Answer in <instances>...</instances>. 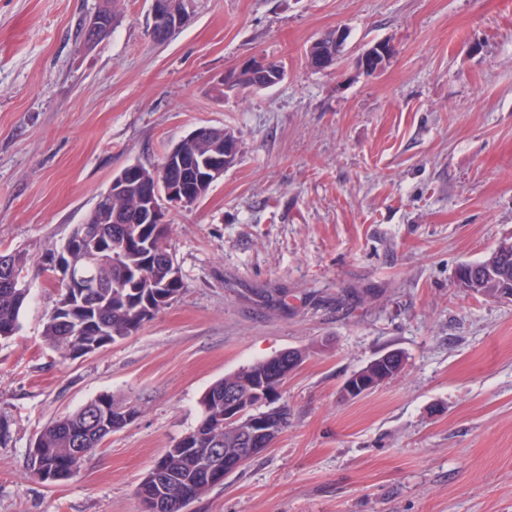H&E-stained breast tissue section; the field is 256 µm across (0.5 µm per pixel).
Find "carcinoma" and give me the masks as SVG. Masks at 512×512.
<instances>
[{
  "label": "carcinoma",
  "instance_id": "cac0c4a2",
  "mask_svg": "<svg viewBox=\"0 0 512 512\" xmlns=\"http://www.w3.org/2000/svg\"><path fill=\"white\" fill-rule=\"evenodd\" d=\"M232 88L253 90L262 88L256 71L234 70ZM236 137L218 128H200L175 144L181 153L191 157L196 166L216 155L231 150ZM135 177L126 193L112 196V203L95 209L88 218L90 226L103 241V247L92 253L89 242L79 238L81 230L74 226L71 235L60 248L49 249L42 256L38 270L55 277L52 259L64 254L74 273L90 276L105 284L84 292L82 288H67L57 284L58 295L43 328V336L63 357H76L81 349L98 350L137 332L144 322L142 311L148 307L158 313L175 301L183 288L182 277H173V259L169 252L168 236L156 232V225L140 218L142 201L140 192L151 193L154 204H161L155 190L173 186H188L190 182L177 170L171 176L162 169H149L142 164L131 165ZM509 258L500 261L497 252L480 261L484 272L473 286L472 293L493 297L502 288L512 289V242L501 244ZM11 264L0 265V339L15 336L20 328V312L29 290L17 288L13 277H28L31 258L24 250L0 252ZM283 380L267 370V361L242 367L214 382L203 394L200 404L202 415L197 426L173 444L154 462L167 473L163 484L141 481L136 494L139 498L156 497L166 502L167 512H184L191 501L200 498L223 479L215 482L199 468V461L212 449L235 452L248 447L250 435L247 425L224 426V390L235 388L239 397L258 413L271 412L275 430L267 437L271 446L288 428V409L280 404ZM102 411L130 405L125 398L110 394L87 402ZM127 426L124 421L111 419L98 429L86 425L84 407L48 423L38 434L29 451L31 471L39 476L46 467L56 474L52 482L70 479L79 469L81 461L73 454L75 448L92 451L104 439Z\"/></svg>",
  "mask_w": 512,
  "mask_h": 512
}]
</instances>
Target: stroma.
<instances>
[{"mask_svg":"<svg viewBox=\"0 0 512 512\" xmlns=\"http://www.w3.org/2000/svg\"><path fill=\"white\" fill-rule=\"evenodd\" d=\"M101 4L0 0V250L61 246L115 174L160 167L198 127L239 154L170 212L185 288L131 336L63 358L43 337L55 283L29 275L0 341V512H141L138 484L207 388L291 348L287 429L186 512H512V301L455 282L512 238V0H195L163 44L151 0H119L89 47ZM337 29L336 65L312 68ZM381 40L390 63L358 71ZM253 57L282 81L223 92ZM391 350L398 377L341 398ZM102 394L139 418L69 480L32 476L42 428ZM117 0H107L102 9L112 11L110 16H104L95 12L85 21V29L83 39L89 38L91 42L96 43L103 40L112 29V19L116 22L117 14L115 11V3ZM333 35H334V33L331 32V33L325 35L324 37L314 41L309 46V49L307 50L308 60H309V56H311L313 54H317L319 56H325V55L331 56L332 54H331L330 49L334 42V45L336 46V53L333 56L334 61L330 63L333 66L336 63V59L338 57H340V55L342 54L344 43H345V36H344L343 32L338 30L335 32L334 37H333ZM376 52H379L381 54V56L383 57L384 64L379 65L377 70H376V68H377L378 64H375L371 71L367 66V60L369 58L376 57L377 56ZM392 55H393L392 45L386 41H378V42H375L373 45H371L369 48H367L364 52H362L356 58L357 61L361 60V62H362L361 66L358 67V65H357L358 62L356 61V65H357L358 69L361 70L362 72L372 73L375 70L376 71L380 70L382 66H385L390 61Z\"/></svg>","mask_w":512,"mask_h":512,"instance_id":"obj_1","label":"stroma"}]
</instances>
